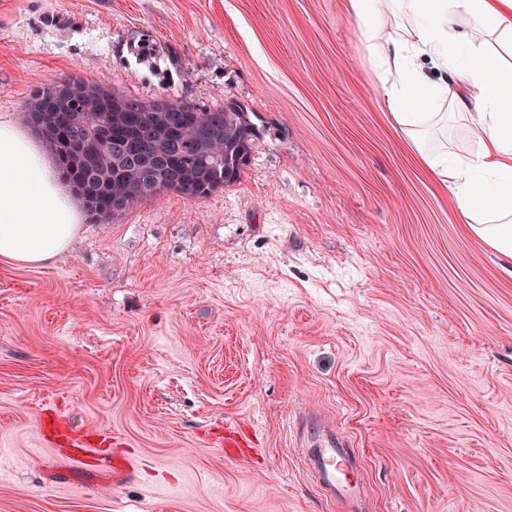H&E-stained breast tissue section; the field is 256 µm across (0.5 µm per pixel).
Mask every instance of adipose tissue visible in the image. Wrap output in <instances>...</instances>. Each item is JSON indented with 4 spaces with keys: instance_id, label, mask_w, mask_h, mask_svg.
Instances as JSON below:
<instances>
[{
    "instance_id": "obj_1",
    "label": "adipose tissue",
    "mask_w": 512,
    "mask_h": 512,
    "mask_svg": "<svg viewBox=\"0 0 512 512\" xmlns=\"http://www.w3.org/2000/svg\"><path fill=\"white\" fill-rule=\"evenodd\" d=\"M392 125L465 230L512 268V0H347ZM81 208L35 141L0 121V258L62 254Z\"/></svg>"
}]
</instances>
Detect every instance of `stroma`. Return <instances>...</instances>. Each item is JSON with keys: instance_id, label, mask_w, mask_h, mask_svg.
I'll return each instance as SVG.
<instances>
[{"instance_id": "obj_1", "label": "stroma", "mask_w": 512, "mask_h": 512, "mask_svg": "<svg viewBox=\"0 0 512 512\" xmlns=\"http://www.w3.org/2000/svg\"><path fill=\"white\" fill-rule=\"evenodd\" d=\"M356 28L346 0H0L1 121L77 77L256 128L209 198L0 260V512H349L305 463L316 422L362 512H512V276L391 124ZM48 403L94 459L42 439ZM228 426L256 454L225 457Z\"/></svg>"}]
</instances>
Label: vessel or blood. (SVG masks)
I'll return each instance as SVG.
<instances>
[{
    "label": "vessel or blood",
    "mask_w": 512,
    "mask_h": 512,
    "mask_svg": "<svg viewBox=\"0 0 512 512\" xmlns=\"http://www.w3.org/2000/svg\"><path fill=\"white\" fill-rule=\"evenodd\" d=\"M43 427L51 434L67 439H79L78 430L53 411L45 412ZM314 448L306 453V464L318 486L347 503H362L365 485L350 463L349 452L335 431L314 430Z\"/></svg>",
    "instance_id": "1"
}]
</instances>
